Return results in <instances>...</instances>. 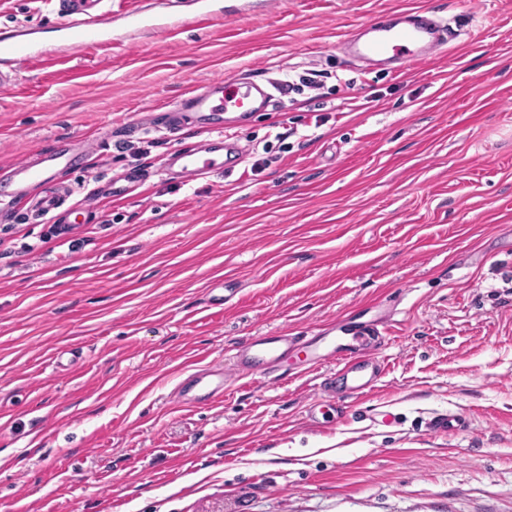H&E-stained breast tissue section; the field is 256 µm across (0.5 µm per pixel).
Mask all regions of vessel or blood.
<instances>
[{
  "label": "vessel or blood",
  "mask_w": 512,
  "mask_h": 512,
  "mask_svg": "<svg viewBox=\"0 0 512 512\" xmlns=\"http://www.w3.org/2000/svg\"><path fill=\"white\" fill-rule=\"evenodd\" d=\"M104 0H61L59 12L72 45L88 50L101 45L107 35L104 22ZM448 25L427 20L420 10H401L383 18L364 22L346 34L344 45L356 59L370 64L397 61L398 71L428 64L435 55L456 40ZM38 51L34 43L15 35L0 40V60L19 66L31 61ZM277 101L268 85L235 77L213 81L206 86L186 92L176 111L166 113L164 129L170 138H178L183 112L190 111L198 125L223 127L229 112L274 111ZM239 146L225 143L223 137L191 147L178 146L165 156L162 166L172 176L201 178L234 171L241 161ZM87 156L56 144L35 153L33 159L17 162L6 171L11 187L8 201L0 203V218L10 219L20 203L32 201L37 215L52 216L55 223H68L73 206L68 205V189L59 182L39 195L31 188L45 182L52 173L87 165ZM150 173L143 168L130 169L125 182L113 185L112 195L127 196L142 186ZM303 354L309 367L334 364V371L324 379L325 390L341 387L353 395L364 397L377 386L384 364L365 357L359 346L341 336L331 340L316 337L299 338L277 330L258 336L237 349L233 366L239 375L254 372L270 373L287 363L289 355ZM226 373L223 368L208 366L192 373L181 388L186 402H212L224 396Z\"/></svg>",
  "instance_id": "vessel-or-blood-1"
}]
</instances>
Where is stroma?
I'll return each instance as SVG.
<instances>
[{
	"instance_id": "obj_1",
	"label": "stroma",
	"mask_w": 512,
	"mask_h": 512,
	"mask_svg": "<svg viewBox=\"0 0 512 512\" xmlns=\"http://www.w3.org/2000/svg\"><path fill=\"white\" fill-rule=\"evenodd\" d=\"M106 7L111 41L79 52L54 0H0V35L43 48L0 62V168L97 153L66 177L88 212L67 241L0 221V512H512V0ZM398 9L459 37L407 74L348 61L343 35ZM307 71L324 89L228 127L234 174L162 171L151 118L190 88ZM143 150L149 181L105 197ZM373 320L385 371L343 416L306 419L327 365L180 397L251 337ZM225 382L224 368L208 366L196 369L181 387L180 393L187 404L195 401L212 402L224 397Z\"/></svg>"
}]
</instances>
